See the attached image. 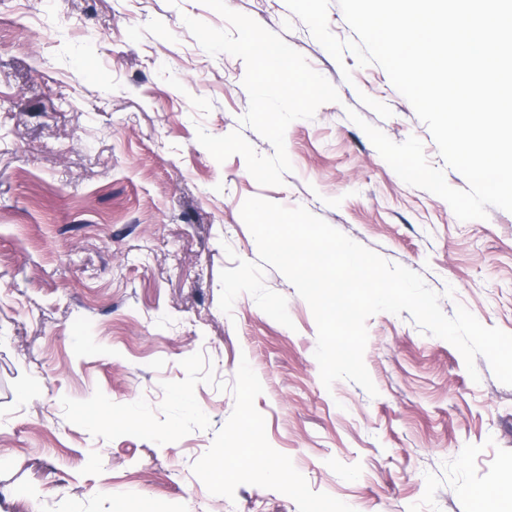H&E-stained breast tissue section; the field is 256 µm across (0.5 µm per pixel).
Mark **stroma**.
I'll return each instance as SVG.
<instances>
[{"label":"stroma","mask_w":512,"mask_h":512,"mask_svg":"<svg viewBox=\"0 0 512 512\" xmlns=\"http://www.w3.org/2000/svg\"><path fill=\"white\" fill-rule=\"evenodd\" d=\"M226 4L340 97L289 125L280 186L197 141L238 130L273 152L239 122L244 62L209 55L183 22L225 27L200 0H0V512H476L484 488L512 482V386L484 357L472 381L454 346L381 312L364 352L377 397L327 388L286 277L264 281L289 328L246 293L223 313L219 274L227 250L258 259L240 214L257 196L419 273L445 314L461 304L512 333V213L463 222L397 176L348 111L416 136L467 186L379 65L335 61L285 0ZM99 402L116 422L92 430Z\"/></svg>","instance_id":"35a3bbf8"}]
</instances>
